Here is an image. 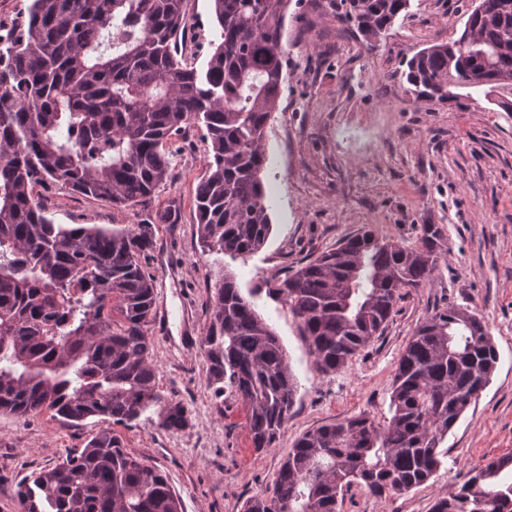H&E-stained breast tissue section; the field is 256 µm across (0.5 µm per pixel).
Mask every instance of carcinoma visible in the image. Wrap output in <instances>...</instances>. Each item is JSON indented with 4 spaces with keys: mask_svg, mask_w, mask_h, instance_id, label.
Masks as SVG:
<instances>
[{
    "mask_svg": "<svg viewBox=\"0 0 512 512\" xmlns=\"http://www.w3.org/2000/svg\"><path fill=\"white\" fill-rule=\"evenodd\" d=\"M188 0H30L0 35V413L46 411L106 426L83 450L32 473L21 512H183L155 467L130 456L116 424L149 408L169 431L189 426L186 407L158 389L150 327L156 216L138 224H56L32 193L40 180L119 207L146 208L171 175L166 145L203 125L211 156L194 205L202 252L261 249L266 128L278 110L288 52L290 0H212L214 50L199 68L184 41ZM336 17L375 42L410 0H334ZM512 0H479L461 37L434 44L401 72L418 99L444 103L458 90L512 91ZM448 253L442 228L422 225L404 246L365 231L344 239L268 292L282 300L326 374L383 335L402 290L429 284ZM200 350L215 393L248 408L255 450L277 447L297 382L274 330L233 276H215ZM498 351L464 308L437 310L401 353L390 417L361 414L299 436L271 489L243 512H340L357 485L377 497L425 485L448 451V432L489 384ZM430 512H512V456L470 472Z\"/></svg>",
    "mask_w": 512,
    "mask_h": 512,
    "instance_id": "carcinoma-1",
    "label": "carcinoma"
}]
</instances>
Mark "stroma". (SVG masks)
<instances>
[{"instance_id": "obj_1", "label": "stroma", "mask_w": 512, "mask_h": 512, "mask_svg": "<svg viewBox=\"0 0 512 512\" xmlns=\"http://www.w3.org/2000/svg\"><path fill=\"white\" fill-rule=\"evenodd\" d=\"M471 7V0H411L370 47L337 21L330 0H292L283 34L288 77L266 132L273 226L252 255L202 252L194 195L210 143L196 125L168 143L171 176L151 209L174 217L158 225L143 266L155 279L157 310L168 314L165 330L152 333L159 389L186 406L190 425L164 430L151 409L114 431L130 455L167 477L184 512H241L247 498L271 488L305 431L362 413L385 420L404 347L442 308L468 309L488 325L499 355L495 373L449 431L448 454L426 485L385 498L354 486L342 512H429L471 470L512 455V112L481 95L415 102L399 79L415 52L457 39ZM185 28L188 48L205 63L217 30L211 0H189ZM33 193L57 224H136L144 217L51 181L34 184ZM425 224L440 225L448 243L435 278L404 295L383 335L348 365L319 372L297 319L269 294V281L368 229L413 245ZM221 270L280 337L298 382L279 445L263 451L251 444L243 404L209 387L199 349L210 276ZM102 427L97 417L74 423L46 412L0 414V512H20V483L79 454Z\"/></svg>"}]
</instances>
